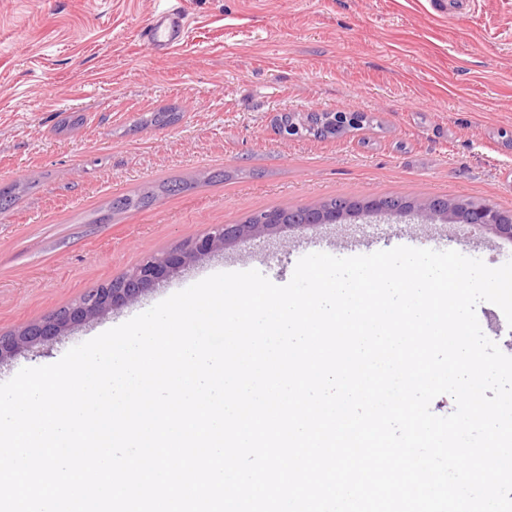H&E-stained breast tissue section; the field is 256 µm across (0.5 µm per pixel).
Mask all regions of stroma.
<instances>
[{
  "label": "stroma",
  "instance_id": "1",
  "mask_svg": "<svg viewBox=\"0 0 512 512\" xmlns=\"http://www.w3.org/2000/svg\"><path fill=\"white\" fill-rule=\"evenodd\" d=\"M183 0L185 40L152 50L160 0H0V336L71 307L147 258L216 224L275 208L373 195L444 197L512 213V0ZM295 112H361V129L283 137ZM220 182H205L209 173ZM171 180L189 191L125 213L113 198ZM474 251L512 242L405 213L238 242L0 365L55 363L70 348L201 279L257 270L287 284L336 241Z\"/></svg>",
  "mask_w": 512,
  "mask_h": 512
}]
</instances>
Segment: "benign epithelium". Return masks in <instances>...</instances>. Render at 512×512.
<instances>
[{
  "label": "benign epithelium",
  "instance_id": "7a95c632",
  "mask_svg": "<svg viewBox=\"0 0 512 512\" xmlns=\"http://www.w3.org/2000/svg\"><path fill=\"white\" fill-rule=\"evenodd\" d=\"M327 120L346 129L359 127L366 120L361 112H326ZM417 212L427 220L461 223L467 227L483 228L496 236L512 241V224L505 223L504 213L485 204L476 209L469 219L461 217L453 207L432 210L426 203ZM348 218V209L336 212L314 213L309 216L311 228L320 224H337ZM285 228L276 219L266 224H218L211 231L196 239L186 248H179L161 256L151 257L126 277L112 283L110 288H98L93 297L43 321L25 327L8 339H0V363L10 360L22 351L65 335L77 326L98 319L112 310L131 305L160 282L169 279L181 269L202 261L238 241L265 235H274Z\"/></svg>",
  "mask_w": 512,
  "mask_h": 512
}]
</instances>
